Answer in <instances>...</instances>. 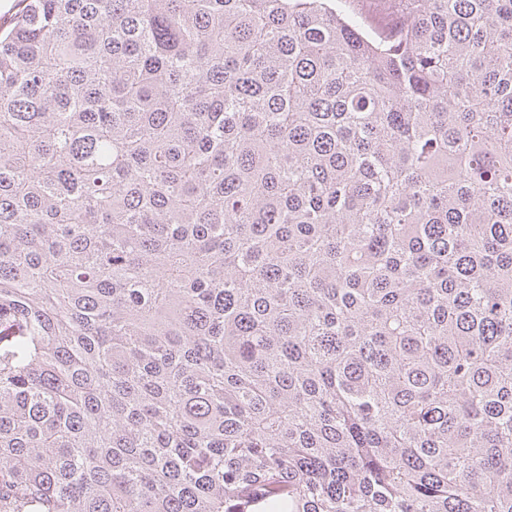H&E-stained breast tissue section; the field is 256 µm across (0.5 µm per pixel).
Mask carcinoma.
<instances>
[{"mask_svg": "<svg viewBox=\"0 0 512 512\" xmlns=\"http://www.w3.org/2000/svg\"><path fill=\"white\" fill-rule=\"evenodd\" d=\"M0 512H512V0H17ZM350 10L358 13L365 20L367 27L385 31L392 22L385 0H347Z\"/></svg>", "mask_w": 512, "mask_h": 512, "instance_id": "1", "label": "carcinoma"}]
</instances>
